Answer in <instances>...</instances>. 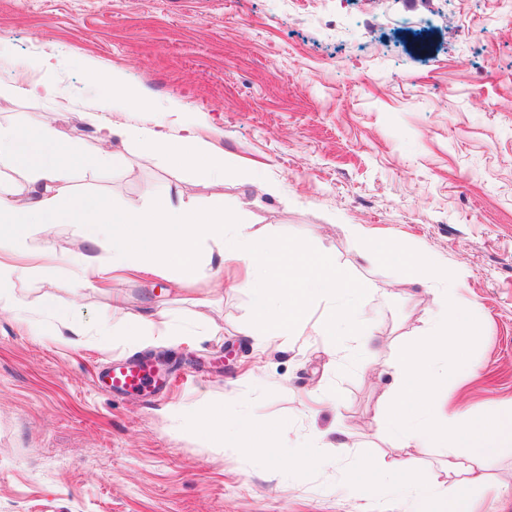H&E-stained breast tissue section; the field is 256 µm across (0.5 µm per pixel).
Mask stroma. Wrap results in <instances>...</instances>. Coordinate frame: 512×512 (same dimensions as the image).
Listing matches in <instances>:
<instances>
[{
    "label": "stroma",
    "mask_w": 512,
    "mask_h": 512,
    "mask_svg": "<svg viewBox=\"0 0 512 512\" xmlns=\"http://www.w3.org/2000/svg\"><path fill=\"white\" fill-rule=\"evenodd\" d=\"M498 0H0V57L57 83L56 101L0 97V125L43 116L86 161L76 193L150 207L148 188L204 207L236 204L257 236L332 254L375 318L373 355L334 357L310 329L254 348L246 290L220 282L216 251L203 276L177 286L142 273L111 292L78 290L76 225L52 227L58 255L16 297L53 298L88 329L80 344L54 323L0 307V512H404L397 493L361 498L330 466L289 476L259 455L230 452L177 428L173 406L227 419L251 413L285 446L342 427L353 454L390 448L378 411L390 386L393 346L426 327L433 294L393 264L365 260L397 239L456 272V297L481 307L467 346L475 374L449 390L442 411H512V24ZM150 97L153 109L110 111L169 138L195 128L224 155L220 174L183 175L177 157L147 142L112 141L96 164L97 128L86 118L110 99L84 67ZM182 111H168L170 99ZM360 224L367 237L349 235ZM120 306H113V294ZM163 311L187 335L202 318L215 336L134 347L91 328L121 327L132 313ZM165 355L172 384L113 395L96 375L108 365ZM473 490L478 512L512 499V448L486 465Z\"/></svg>",
    "instance_id": "1"
}]
</instances>
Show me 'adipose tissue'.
Instances as JSON below:
<instances>
[{
  "mask_svg": "<svg viewBox=\"0 0 512 512\" xmlns=\"http://www.w3.org/2000/svg\"><path fill=\"white\" fill-rule=\"evenodd\" d=\"M153 139L163 152L179 156L182 172L224 169L223 156L202 143L189 150L184 141L170 142L161 133ZM82 160L68 140L55 134L47 119L0 127V167L22 176L13 199H0V294L14 279L40 272L39 266L21 265L15 259L29 225L75 224L87 244L109 251L103 263L88 255L78 259L80 288L97 287L119 271L151 272L183 282L202 272V250L212 245L222 263H236L247 271L241 286L249 290L253 319L264 330L258 348L268 347L299 325L317 300L342 297L348 300L343 312L317 321L314 333L337 349L350 336L360 351L373 344V321L352 300L359 288L328 253L313 252L306 244L284 242L273 235L257 237L246 232L236 207L225 205L220 198L204 208L177 205L168 199L145 208L132 202L117 207L90 194H77L71 173ZM373 256L400 264L410 283L432 290L439 308L432 313L427 331L398 346L390 364L391 387L379 424L397 447L405 449V457L385 454L357 459L346 468L344 481L366 497L394 489L417 505L436 497L445 503L447 512H476L468 490L485 482L483 468L489 457L512 447V414L491 410L443 423L433 411L438 396L473 370L463 352L476 331V307L454 301V277L446 266L398 242L379 244ZM126 334L142 344L179 337L175 325L158 313L131 316ZM440 358L453 363L454 371L438 373L434 364ZM194 434L225 448L261 452L278 469L286 466L303 472L324 464L316 447L297 446L287 456L278 442L257 439L254 421L247 414L229 424L220 411H213ZM435 450L445 458L440 471L412 466L413 457Z\"/></svg>",
  "mask_w": 512,
  "mask_h": 512,
  "instance_id": "adipose-tissue-1",
  "label": "adipose tissue"
}]
</instances>
